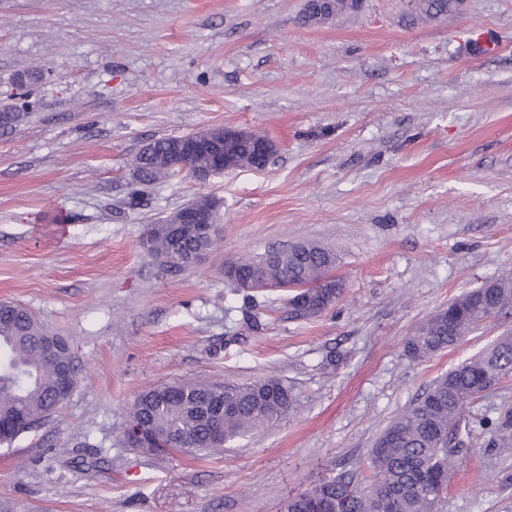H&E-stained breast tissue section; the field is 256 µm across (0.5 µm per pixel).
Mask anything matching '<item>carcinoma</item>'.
<instances>
[{"label":"carcinoma","mask_w":512,"mask_h":512,"mask_svg":"<svg viewBox=\"0 0 512 512\" xmlns=\"http://www.w3.org/2000/svg\"><path fill=\"white\" fill-rule=\"evenodd\" d=\"M415 8L429 18L445 17L451 0H418ZM28 113L16 107L0 111V126L14 128ZM182 137L162 138L146 145L136 156V186H149L180 171V163L207 168V155L180 152ZM242 166L260 169L268 159L254 157L253 143L238 145ZM215 240L198 236L189 224L150 237L149 252L161 269L179 267L196 255L207 254ZM336 252L311 242L287 250L269 251L235 261L241 279H253V289L292 288L289 299L296 318L316 316L341 294L331 272ZM512 308V275L492 280L448 303L416 327L404 351L422 360L458 342L479 324ZM77 365L70 344L50 332L25 308L0 303V444L36 429L68 398L61 390V367ZM512 376V335L497 338L479 354L467 358L437 378L424 396L403 410L386 427L370 453L372 478L353 485L340 474L288 500L283 512H438L448 486V469L457 465L472 429L465 412L472 402ZM224 399V412L211 405ZM292 406L288 387L274 378L234 384L177 382L141 393L133 402L129 421L149 427L155 452L170 450L197 454L219 453L224 445L253 430L280 420ZM488 446L512 457V408L491 421Z\"/></svg>","instance_id":"obj_1"}]
</instances>
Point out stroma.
Segmentation results:
<instances>
[{"label": "stroma", "instance_id": "stroma-1", "mask_svg": "<svg viewBox=\"0 0 512 512\" xmlns=\"http://www.w3.org/2000/svg\"><path fill=\"white\" fill-rule=\"evenodd\" d=\"M305 0H0V301L73 345L70 398L0 445L12 512H280L339 473L368 479L389 422L463 359L512 333V309L416 361L414 328L512 272V0H464L430 19L410 0H363L320 24ZM498 42L472 48L474 31ZM216 126L270 140L261 170L182 171L130 201L133 161L163 137ZM217 204L218 243L164 273L144 240L187 203ZM316 241L343 294L292 318L285 289L256 291L226 262ZM273 377L293 412L218 454L128 446L142 392L191 379ZM512 377L472 403L468 449L441 512H512V458L486 420Z\"/></svg>", "mask_w": 512, "mask_h": 512}]
</instances>
